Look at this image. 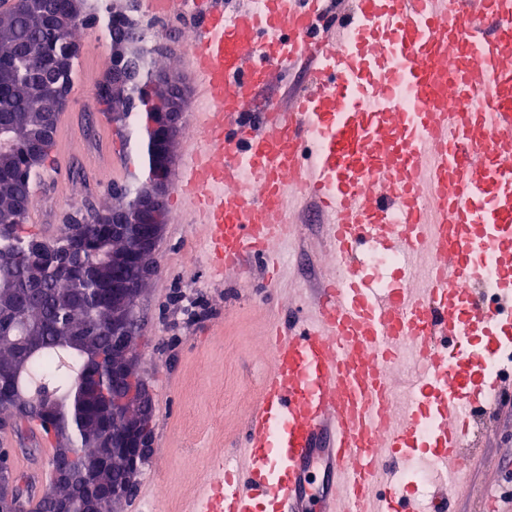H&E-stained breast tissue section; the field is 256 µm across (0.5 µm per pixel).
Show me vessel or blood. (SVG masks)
Returning <instances> with one entry per match:
<instances>
[{
	"instance_id": "b4317fda",
	"label": "vessel or blood",
	"mask_w": 512,
	"mask_h": 512,
	"mask_svg": "<svg viewBox=\"0 0 512 512\" xmlns=\"http://www.w3.org/2000/svg\"><path fill=\"white\" fill-rule=\"evenodd\" d=\"M356 11L340 43L328 0L196 3L180 212L221 273L277 255L289 200L310 199L336 271L312 320L273 324L245 436L191 512H448L471 465L462 438L501 382L481 360L512 335V0ZM297 69L310 88L284 102L273 90ZM485 252L493 309L475 292ZM373 253L400 257L390 281ZM472 338L480 355L462 350ZM411 351L420 365L395 391ZM422 449L439 484L425 504L404 480Z\"/></svg>"
}]
</instances>
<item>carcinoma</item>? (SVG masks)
<instances>
[{"label":"carcinoma","mask_w":512,"mask_h":512,"mask_svg":"<svg viewBox=\"0 0 512 512\" xmlns=\"http://www.w3.org/2000/svg\"><path fill=\"white\" fill-rule=\"evenodd\" d=\"M87 0H26L17 14L0 11V69L15 73L13 82L0 85V122L16 127L39 126L43 136L38 150L41 164L31 165L24 142L8 155H0V366L9 363L15 352L16 336L23 318L40 323L39 335L32 342L39 354L32 360L31 374L22 382L23 392L39 411L18 414L14 428L22 433L32 425L74 452H97L112 457L109 448H94L88 439L90 426L112 431V359L90 362L80 354L70 336L71 328L82 325L98 347L112 353V324L107 303L112 296V268L105 267L113 249L125 247L112 241V231L72 215L53 238L57 248L66 250L73 242L74 226H81L76 257L71 264L83 269L78 277L70 272L47 269L41 280L28 275L26 249L39 235L26 230L33 182L51 161L55 136L48 134L47 119L52 112L64 111L73 84L76 57L70 56L66 70L49 75L41 66L47 53L69 56L76 46L75 31L91 20ZM104 25L112 31L111 66L98 86L99 102L115 123L132 122L143 130L156 112L166 110L159 92L142 90L129 96L121 88L125 80L147 85L156 77L158 45L147 47L145 28L131 16L110 12ZM140 44L139 63L124 58L120 43ZM51 79L55 93L36 95L38 86ZM138 187L113 189L115 207H129L136 201Z\"/></svg>","instance_id":"cac0c4a2"}]
</instances>
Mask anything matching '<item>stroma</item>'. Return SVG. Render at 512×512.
I'll return each instance as SVG.
<instances>
[{
	"label": "stroma",
	"mask_w": 512,
	"mask_h": 512,
	"mask_svg": "<svg viewBox=\"0 0 512 512\" xmlns=\"http://www.w3.org/2000/svg\"><path fill=\"white\" fill-rule=\"evenodd\" d=\"M75 78L64 114L72 144L62 168L48 166L34 184L40 214L29 231L56 234L70 213L94 218L112 189L144 180V159L131 127L113 123L84 73L110 43L98 28L80 39ZM297 238L281 259L280 285L264 287L261 262L216 275L205 256L202 230L169 220L158 271L139 305V371L151 390L154 445L137 475L151 497L120 502L118 512H185L218 460L232 455L258 404L271 368L269 328L276 317L308 318L313 299L334 261L323 220L310 205L293 207ZM197 256L195 264L185 253ZM451 512H512V402L484 417L466 487Z\"/></svg>",
	"instance_id": "stroma-1"
}]
</instances>
